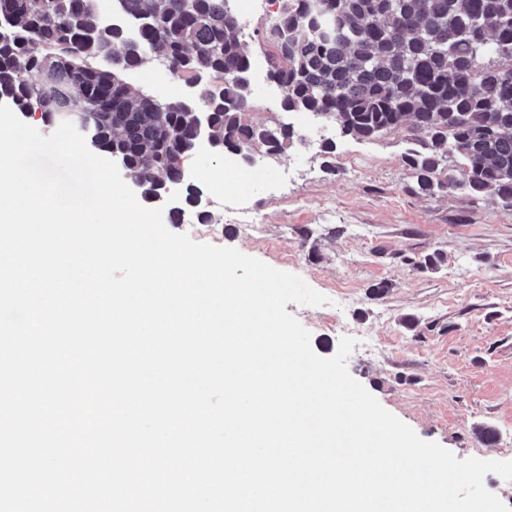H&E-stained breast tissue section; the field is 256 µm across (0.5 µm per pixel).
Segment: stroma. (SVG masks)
<instances>
[{"instance_id": "obj_1", "label": "stroma", "mask_w": 512, "mask_h": 512, "mask_svg": "<svg viewBox=\"0 0 512 512\" xmlns=\"http://www.w3.org/2000/svg\"><path fill=\"white\" fill-rule=\"evenodd\" d=\"M278 9L277 0H256L241 35L252 59L249 118L259 124H294L268 75L264 33ZM125 79L170 96L173 77L153 60ZM294 126L298 142L277 155L257 150L249 172L224 186L209 179L222 158L190 157L210 221L187 215L172 232L299 275L328 299L286 306L317 355L333 356L342 337L372 336V348L355 346L347 367L387 411L457 458L512 460V208L488 195L415 192L408 130L357 141L311 114ZM327 142L336 145L332 172ZM435 252L444 257L437 270L413 267ZM381 281L388 292L372 295ZM484 429L494 441L481 438Z\"/></svg>"}]
</instances>
